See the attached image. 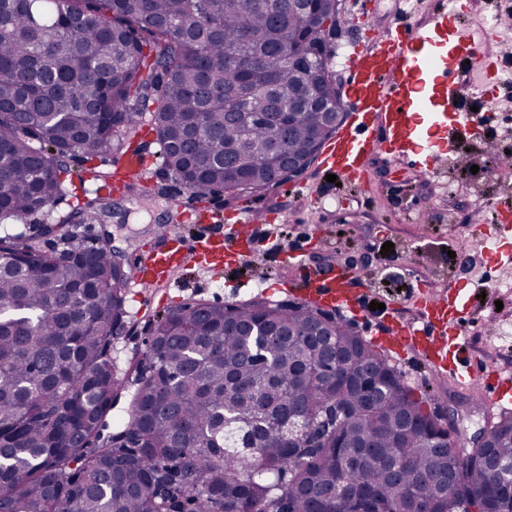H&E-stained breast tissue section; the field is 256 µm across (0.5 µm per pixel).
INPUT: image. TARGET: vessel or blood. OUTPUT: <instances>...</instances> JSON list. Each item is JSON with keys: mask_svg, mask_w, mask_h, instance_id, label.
Masks as SVG:
<instances>
[{"mask_svg": "<svg viewBox=\"0 0 512 512\" xmlns=\"http://www.w3.org/2000/svg\"><path fill=\"white\" fill-rule=\"evenodd\" d=\"M459 0H448L446 9L434 13L423 24L395 26L368 48L354 47L345 57L353 80L347 95L355 108L350 129L336 137L322 162L343 178L361 183L369 175V164L380 157L417 170L431 171L440 154L449 163L458 155L454 138L460 123H472L470 113L456 105L465 87L452 80L451 63H439L432 48L437 36H447L451 51L468 61L480 84L489 81V57L478 54L477 43L485 39L482 31L458 25ZM242 241L235 227L205 234L189 241L165 232L159 247L139 254L134 263L135 287H155L170 278L188 261L234 259ZM356 279L350 271L327 269L318 281H304L303 290L325 302L327 307H350ZM426 317L442 330L435 337L414 324L392 319L377 341L397 353L411 351L432 364L436 377L453 378L468 388L473 378H481V399L488 406L512 402V371L489 370L475 361L463 330L467 303L463 294H426Z\"/></svg>", "mask_w": 512, "mask_h": 512, "instance_id": "b4317fda", "label": "vessel or blood"}]
</instances>
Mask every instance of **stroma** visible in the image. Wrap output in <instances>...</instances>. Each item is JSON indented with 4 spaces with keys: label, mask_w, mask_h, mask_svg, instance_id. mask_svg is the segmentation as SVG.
<instances>
[{
    "label": "stroma",
    "mask_w": 512,
    "mask_h": 512,
    "mask_svg": "<svg viewBox=\"0 0 512 512\" xmlns=\"http://www.w3.org/2000/svg\"><path fill=\"white\" fill-rule=\"evenodd\" d=\"M435 3L346 0L347 16L361 34L345 36L334 45L331 67L342 72V56L350 46L374 40L402 12H409L412 21H425ZM471 103L479 111L496 112V119L487 131L468 128L459 138L461 163L439 165L435 174L414 172L396 181L389 163L376 159L370 164L369 183L337 185L326 181L325 171L314 164L295 182L260 197L197 198V205L222 207L228 217L262 208L284 215L288 239L272 250L259 246L218 271L195 266L177 271L165 287L143 292L140 301H128V332L112 343L117 370H125L129 360L145 350L155 319L172 306L199 301L299 303L288 285L298 275L287 264L292 254L303 255L314 268L352 266L364 303L350 325L367 339L386 323V308H394L404 321H417V297L468 277V335L478 338L481 347L512 357V237L496 235L498 221L512 224V178L496 166L505 150H512V111L496 109L483 96ZM150 124V116H143L139 134L123 137L124 143L150 157L149 170L134 188L114 187L112 212L103 223L73 224L76 240L105 234L114 249L130 258L154 243L158 225L175 224L176 201L188 192L162 169ZM474 165L479 168L475 174L470 171ZM388 241L394 252L385 256L381 249ZM372 301L379 303V310L369 309ZM398 368L405 382L432 396L433 408H458L462 433L473 434L488 424L471 393L434 379L420 359H407Z\"/></svg>",
    "instance_id": "1"
}]
</instances>
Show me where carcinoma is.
Wrapping results in <instances>:
<instances>
[{
    "label": "carcinoma",
    "instance_id": "obj_1",
    "mask_svg": "<svg viewBox=\"0 0 512 512\" xmlns=\"http://www.w3.org/2000/svg\"><path fill=\"white\" fill-rule=\"evenodd\" d=\"M336 0L272 16L247 0H0V213L48 211L69 170L120 147L114 128L151 112L162 165L200 197L284 184L274 148L304 159L331 126L305 102L291 127L266 113L311 86L340 104L323 23ZM300 47L303 69L273 58ZM96 197L72 218L93 224ZM51 253L0 233V505L7 512H436L443 488L463 512H512V494L475 453L433 447L431 397L417 396L375 346L305 305L202 304L167 310L147 349L117 375L112 322L127 288L106 237L74 242L50 225ZM317 328L346 354L339 398L306 373ZM131 410L108 431L122 394ZM482 454L512 465V417L487 426Z\"/></svg>",
    "mask_w": 512,
    "mask_h": 512
}]
</instances>
